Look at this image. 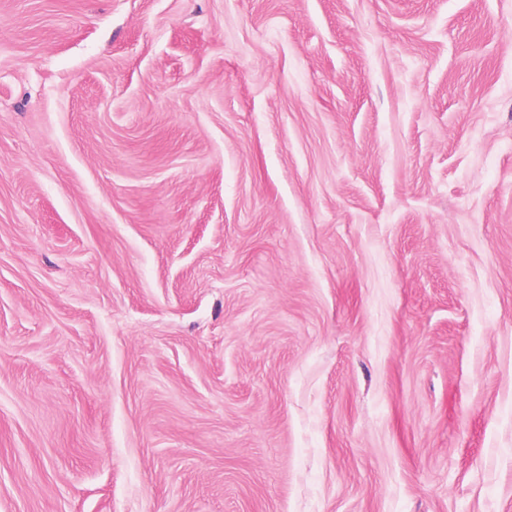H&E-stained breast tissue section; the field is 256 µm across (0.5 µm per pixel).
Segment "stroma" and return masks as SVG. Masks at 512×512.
I'll return each mask as SVG.
<instances>
[{"label":"stroma","instance_id":"obj_1","mask_svg":"<svg viewBox=\"0 0 512 512\" xmlns=\"http://www.w3.org/2000/svg\"><path fill=\"white\" fill-rule=\"evenodd\" d=\"M0 512H512V0H0Z\"/></svg>","mask_w":512,"mask_h":512}]
</instances>
